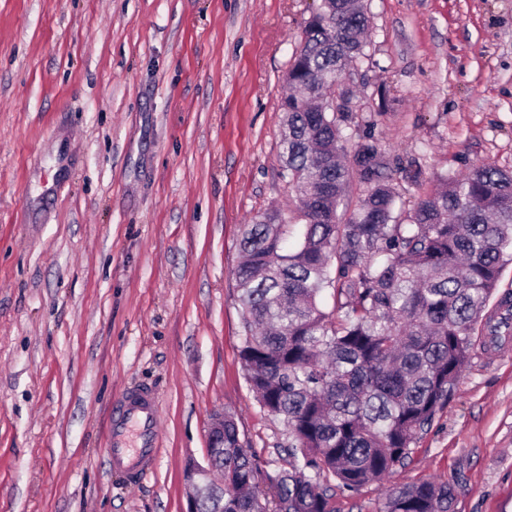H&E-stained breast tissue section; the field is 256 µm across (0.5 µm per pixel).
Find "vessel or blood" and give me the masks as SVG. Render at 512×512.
Segmentation results:
<instances>
[{
	"instance_id": "vessel-or-blood-1",
	"label": "vessel or blood",
	"mask_w": 512,
	"mask_h": 512,
	"mask_svg": "<svg viewBox=\"0 0 512 512\" xmlns=\"http://www.w3.org/2000/svg\"><path fill=\"white\" fill-rule=\"evenodd\" d=\"M159 407L150 388L142 387L121 398L113 408L109 460L131 478L147 474L155 464Z\"/></svg>"
}]
</instances>
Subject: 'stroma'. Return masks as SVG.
Listing matches in <instances>:
<instances>
[{"label": "stroma", "instance_id": "35a3bbf8", "mask_svg": "<svg viewBox=\"0 0 512 512\" xmlns=\"http://www.w3.org/2000/svg\"><path fill=\"white\" fill-rule=\"evenodd\" d=\"M356 123L374 119L406 205L483 161L512 170V0H366ZM316 0H0V512H183L185 465L232 409L262 471L282 422L239 360L242 225L278 210L280 103ZM160 401L155 468L108 463L112 407ZM432 480L453 512H512V338L475 348L382 482Z\"/></svg>", "mask_w": 512, "mask_h": 512}]
</instances>
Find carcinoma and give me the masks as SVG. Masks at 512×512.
I'll use <instances>...</instances> for the list:
<instances>
[{"instance_id": "cac0c4a2", "label": "carcinoma", "mask_w": 512, "mask_h": 512, "mask_svg": "<svg viewBox=\"0 0 512 512\" xmlns=\"http://www.w3.org/2000/svg\"><path fill=\"white\" fill-rule=\"evenodd\" d=\"M367 43L363 0H319L281 104L282 177L303 224L287 250L280 214L255 216L232 273L245 380L288 430V468L261 471L226 410L224 447L209 457L224 484L199 488L198 512H335L336 491L405 465L448 403L476 326L512 330L509 293L500 321L484 318L512 260V172L483 162L404 209L375 123L361 133L327 106ZM454 499L447 483L403 484L380 512H451Z\"/></svg>"}]
</instances>
